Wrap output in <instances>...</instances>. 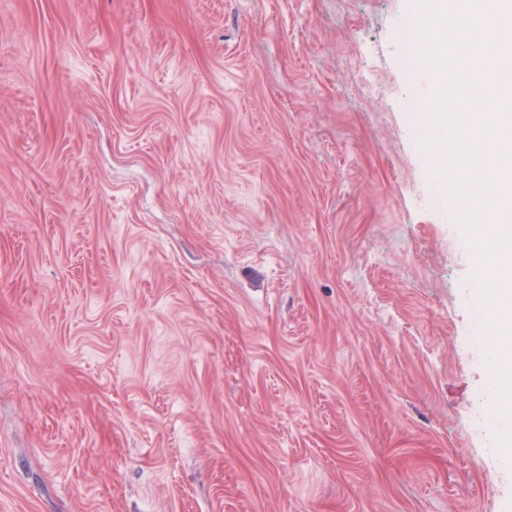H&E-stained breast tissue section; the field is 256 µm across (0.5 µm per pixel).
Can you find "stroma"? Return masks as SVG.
<instances>
[{
	"mask_svg": "<svg viewBox=\"0 0 512 512\" xmlns=\"http://www.w3.org/2000/svg\"><path fill=\"white\" fill-rule=\"evenodd\" d=\"M415 0H0V512H512Z\"/></svg>",
	"mask_w": 512,
	"mask_h": 512,
	"instance_id": "stroma-1",
	"label": "stroma"
}]
</instances>
